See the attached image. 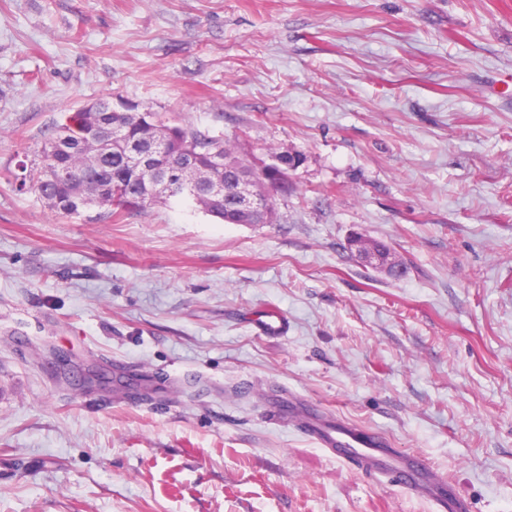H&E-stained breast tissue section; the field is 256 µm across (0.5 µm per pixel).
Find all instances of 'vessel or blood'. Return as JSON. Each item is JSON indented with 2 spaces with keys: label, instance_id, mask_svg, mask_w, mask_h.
Listing matches in <instances>:
<instances>
[{
  "label": "vessel or blood",
  "instance_id": "b4317fda",
  "mask_svg": "<svg viewBox=\"0 0 512 512\" xmlns=\"http://www.w3.org/2000/svg\"><path fill=\"white\" fill-rule=\"evenodd\" d=\"M290 410L301 418L320 447L339 452L341 458L362 472L382 482L402 481L407 492L429 499L437 512H466V500L457 495L445 496L442 477L425 461L400 455L389 447L383 436L361 430L344 420L328 419L317 409L305 408L296 402L291 404Z\"/></svg>",
  "mask_w": 512,
  "mask_h": 512
}]
</instances>
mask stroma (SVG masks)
Returning a JSON list of instances; mask_svg holds the SVG:
<instances>
[{"instance_id":"1","label":"stroma","mask_w":512,"mask_h":512,"mask_svg":"<svg viewBox=\"0 0 512 512\" xmlns=\"http://www.w3.org/2000/svg\"><path fill=\"white\" fill-rule=\"evenodd\" d=\"M509 76L512 0H0V512H436L269 418L287 399L512 512ZM107 96L302 154L293 193L218 224L16 191Z\"/></svg>"}]
</instances>
